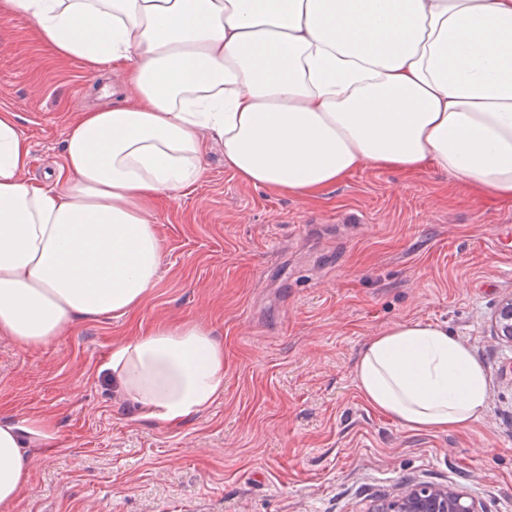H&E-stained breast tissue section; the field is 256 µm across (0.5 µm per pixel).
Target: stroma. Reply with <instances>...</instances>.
I'll list each match as a JSON object with an SVG mask.
<instances>
[{
	"instance_id": "35a3bbf8",
	"label": "stroma",
	"mask_w": 512,
	"mask_h": 512,
	"mask_svg": "<svg viewBox=\"0 0 512 512\" xmlns=\"http://www.w3.org/2000/svg\"><path fill=\"white\" fill-rule=\"evenodd\" d=\"M123 73L62 62L21 15L0 19V110L48 183L73 116L120 103ZM160 278L135 314L85 321L36 350L0 337V420L51 414L65 445L30 458L10 512H364L401 481L512 512V204L452 176L371 167L318 201L242 185L209 142L207 170L162 205ZM224 343V393L183 425L139 419L104 373L155 319ZM447 325L487 368L488 406L462 432H414L368 406L358 351L393 323Z\"/></svg>"
}]
</instances>
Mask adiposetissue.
<instances>
[{
    "mask_svg": "<svg viewBox=\"0 0 512 512\" xmlns=\"http://www.w3.org/2000/svg\"><path fill=\"white\" fill-rule=\"evenodd\" d=\"M17 14L59 58L126 68L129 88L70 124L51 185L23 179L29 142L0 111V336L23 347L144 305L164 257L154 213L203 179L211 138L253 187L313 198L370 166L512 202V0H0ZM105 369L173 427L223 394L224 344L158 322ZM354 376L411 431L471 428L488 405L485 365L420 319L372 338ZM62 445L51 415L0 420V512L30 451Z\"/></svg>",
    "mask_w": 512,
    "mask_h": 512,
    "instance_id": "obj_1",
    "label": "adipose tissue"
}]
</instances>
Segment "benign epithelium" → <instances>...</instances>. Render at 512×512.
Returning <instances> with one entry per match:
<instances>
[{
  "instance_id": "obj_1",
  "label": "benign epithelium",
  "mask_w": 512,
  "mask_h": 512,
  "mask_svg": "<svg viewBox=\"0 0 512 512\" xmlns=\"http://www.w3.org/2000/svg\"><path fill=\"white\" fill-rule=\"evenodd\" d=\"M498 335L512 342V298L495 314ZM368 512H484L482 505L463 492L447 487L406 482L391 497L370 506Z\"/></svg>"
}]
</instances>
